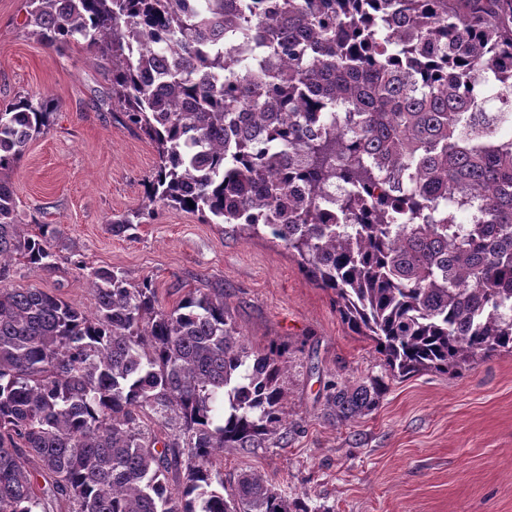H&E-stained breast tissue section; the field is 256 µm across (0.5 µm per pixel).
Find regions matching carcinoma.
<instances>
[{"label":"carcinoma","mask_w":512,"mask_h":512,"mask_svg":"<svg viewBox=\"0 0 512 512\" xmlns=\"http://www.w3.org/2000/svg\"><path fill=\"white\" fill-rule=\"evenodd\" d=\"M26 4L46 46L84 42L123 126L158 155L146 202L113 232L158 204L271 228L402 377L512 354V0ZM52 110L40 94L0 105V282L53 257L54 229L20 230L3 177ZM89 279L90 314L0 288V512L59 494L76 512H311L253 471L228 497L212 488L224 449L287 435L288 357L248 351L224 284L164 308L148 279ZM382 391L333 384L327 404L348 420ZM147 409L185 450L156 451ZM171 462L185 464L176 492Z\"/></svg>","instance_id":"carcinoma-1"}]
</instances>
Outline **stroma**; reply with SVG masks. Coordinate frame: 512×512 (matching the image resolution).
<instances>
[{"mask_svg":"<svg viewBox=\"0 0 512 512\" xmlns=\"http://www.w3.org/2000/svg\"><path fill=\"white\" fill-rule=\"evenodd\" d=\"M27 93L51 95L58 107L8 180L22 230L55 228L54 266L13 264L5 287L48 291L90 312L95 268L132 284L151 279L166 308L220 281L248 346L288 350V443L225 449L216 458L225 491L254 471L317 512H512V354L395 377L374 342L342 322L335 294L303 276L269 228L240 234L159 206L113 233V219L140 208L157 154L121 125L110 84L83 45L45 46L27 24L25 0H0V103ZM372 379L385 384L375 408L332 420L328 384Z\"/></svg>","mask_w":512,"mask_h":512,"instance_id":"stroma-1","label":"stroma"}]
</instances>
